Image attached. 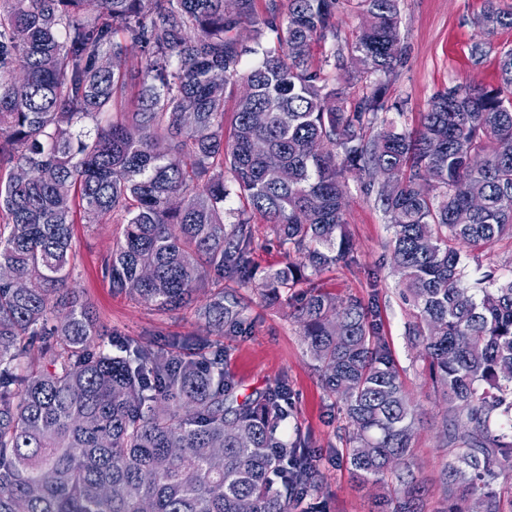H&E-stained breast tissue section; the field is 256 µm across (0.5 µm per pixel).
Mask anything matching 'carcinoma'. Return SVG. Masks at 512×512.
<instances>
[{"instance_id":"1","label":"carcinoma","mask_w":512,"mask_h":512,"mask_svg":"<svg viewBox=\"0 0 512 512\" xmlns=\"http://www.w3.org/2000/svg\"><path fill=\"white\" fill-rule=\"evenodd\" d=\"M341 4L0 0V268L29 280L0 282V512H291L318 492L319 456L279 433L285 382L240 399L198 339L90 347L73 225L107 216L123 226L101 263L114 292L172 310L232 283L203 308L219 336L251 325L239 288L287 305L353 474L378 512H418L416 408L379 306L314 282L354 261L348 177L378 168L389 191L365 188L391 224L405 336L448 402V512H512V482L494 486L512 479V274L467 263L512 240V46L497 85L449 84L410 129L385 88L406 63L400 0H358L345 47ZM477 25L512 29V12L484 0ZM259 219L292 258L258 280ZM345 8L338 14V41L344 45L347 41L352 39L353 34L359 24L357 1L351 0L345 2Z\"/></svg>"}]
</instances>
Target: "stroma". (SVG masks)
<instances>
[{"label": "stroma", "mask_w": 512, "mask_h": 512, "mask_svg": "<svg viewBox=\"0 0 512 512\" xmlns=\"http://www.w3.org/2000/svg\"><path fill=\"white\" fill-rule=\"evenodd\" d=\"M482 7V0H401V33L408 60L393 78L388 95L406 100L410 126H417L430 98L450 82L497 85L498 52L512 46V29L488 36L486 59L472 64L468 49L479 36L475 20ZM345 218L356 261L324 270L316 281L340 297L378 304L385 336L417 403L412 469L424 489L421 512H446L442 476L452 455L441 444L439 432L447 403L434 392L425 373L412 364L416 352L405 338L407 312L398 297L397 277L386 248L391 232L375 194L365 192L354 175L349 178ZM121 232V226L108 217L99 224L74 227L70 258L74 282L102 330L148 343L168 344L189 336L210 339L214 347L223 349L224 370L244 395L284 380L293 401L284 428L286 437L299 435L311 440L323 455L317 497L324 512H373L372 487L358 483L346 461L336 456L347 421L340 403L325 392L318 366L310 358L289 308L267 306L257 290L240 289L252 320L250 330L240 336L214 337L199 314L210 300V289L197 291L191 304L173 311H158L128 295L113 293L100 266Z\"/></svg>", "instance_id": "1"}]
</instances>
